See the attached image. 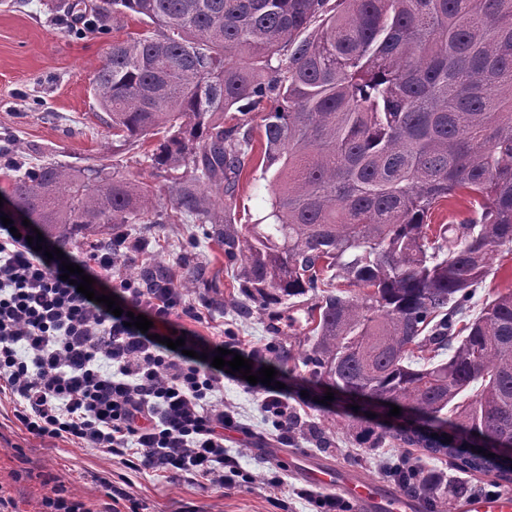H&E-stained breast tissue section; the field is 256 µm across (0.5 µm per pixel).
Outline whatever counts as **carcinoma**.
I'll return each instance as SVG.
<instances>
[{
	"label": "carcinoma",
	"instance_id": "1",
	"mask_svg": "<svg viewBox=\"0 0 512 512\" xmlns=\"http://www.w3.org/2000/svg\"><path fill=\"white\" fill-rule=\"evenodd\" d=\"M89 11L102 34L117 15L144 26L109 46L92 80L112 136L161 135L152 166L184 169L174 208L240 257L259 309H304L312 336H288L281 358L417 416L419 428L374 434V448L404 446L388 477L427 512L484 491L422 469L410 447L511 480L471 447L512 438V291L467 335L454 327L491 252L512 243V0H101ZM255 111L276 189L271 222L242 236L234 186ZM226 112L239 113L227 128ZM221 184L222 217L211 207ZM462 189L480 211L429 236L435 207ZM12 195L63 243L162 223L143 190L103 167L37 165ZM334 280L361 292L299 302ZM290 429L330 445L319 426Z\"/></svg>",
	"mask_w": 512,
	"mask_h": 512
}]
</instances>
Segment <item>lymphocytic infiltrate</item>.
Listing matches in <instances>:
<instances>
[{"label":"lymphocytic infiltrate","mask_w":512,"mask_h":512,"mask_svg":"<svg viewBox=\"0 0 512 512\" xmlns=\"http://www.w3.org/2000/svg\"><path fill=\"white\" fill-rule=\"evenodd\" d=\"M0 223V395L33 437L68 441L101 451L119 464L217 489L234 487L241 469L224 452V432L236 421L224 401L233 380L259 399L272 435L287 440L298 405L288 390L250 384L213 367L216 345L194 329L208 304L193 300L171 280L148 285L124 273L120 245L108 241L63 258L33 250L31 227L19 214ZM80 266L98 294L116 296L125 312L152 321L151 334L125 324L106 304L88 300L63 281L64 263ZM183 338L181 350L166 338Z\"/></svg>","instance_id":"f902f5d3"}]
</instances>
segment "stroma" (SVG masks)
<instances>
[{
  "label": "stroma",
  "instance_id": "stroma-1",
  "mask_svg": "<svg viewBox=\"0 0 512 512\" xmlns=\"http://www.w3.org/2000/svg\"><path fill=\"white\" fill-rule=\"evenodd\" d=\"M66 2L0 0V197L11 200L13 180L32 165L49 163L70 172L103 165L147 187L155 208L172 212L175 172L152 167L153 139H113L107 115L92 92L91 80L108 45L140 31V24L123 17L101 35L94 31L92 17L67 13ZM261 124L260 114H252L250 147L235 184L240 225L261 222L273 197L272 176L262 166ZM208 230V225L178 214L168 224L123 225L129 243L141 246L139 263L129 267V274L138 275L142 265H155L179 286L186 282L189 266L206 268L207 280L192 284L188 292L189 298L210 302L208 319L197 325V332L218 342L225 330H232L242 347L276 365L291 392L308 388L305 367L280 361L276 352L289 334L288 307L278 306L272 315L250 310L236 275L238 260L228 257ZM489 264L488 276L476 286L458 324L476 317L497 293L512 290V244L495 248ZM224 400L236 407L239 422L238 430L227 434V453L257 478L277 473L284 481L277 499H270L258 481L224 491L172 482L126 469L89 448L32 438L6 399L0 401V495L10 499L12 512H41L43 498L59 485L66 495L103 512L108 499L100 481L106 478L129 490L149 512H312L300 495L310 486L305 475L309 468L328 467L392 488L385 469L398 448H362L358 433L368 427L391 429L400 425L399 417H369L367 408H352L350 399L339 394L329 403H313L300 414L303 421L324 427L332 440V448L322 450L305 436L285 443L271 437L256 398L235 383L225 382Z\"/></svg>",
  "mask_w": 512,
  "mask_h": 512
}]
</instances>
